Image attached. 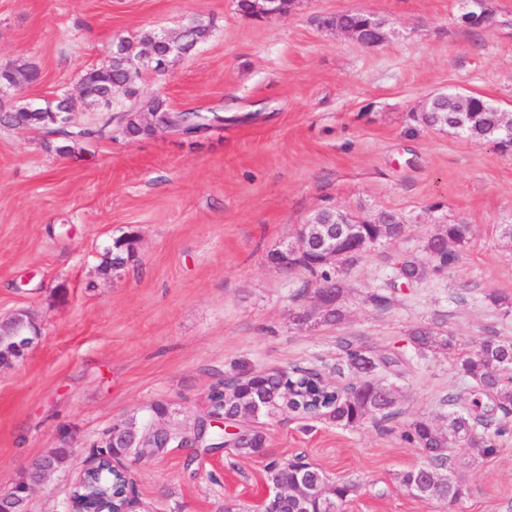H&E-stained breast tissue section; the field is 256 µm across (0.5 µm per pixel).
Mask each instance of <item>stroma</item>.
I'll return each instance as SVG.
<instances>
[{"label":"stroma","mask_w":512,"mask_h":512,"mask_svg":"<svg viewBox=\"0 0 512 512\" xmlns=\"http://www.w3.org/2000/svg\"><path fill=\"white\" fill-rule=\"evenodd\" d=\"M465 0H297L291 13L241 14L236 0H0V69L24 61L34 82L0 94V112L65 94L73 126L112 131L62 152V136L0 123V318L25 308L41 328L26 354L0 366V491L72 427L69 454L29 497L26 512H67L71 488L107 437L129 418L139 428L192 432L225 377L295 366L338 374V341L359 338L402 361L387 376L398 415L345 429L290 412L263 416L262 452L158 448L121 460L151 512H224L253 505L271 459L296 457L335 481L353 480L343 512H444L409 495L397 473L425 464L402 438L413 419H437L463 383L450 360L417 358L408 332L430 325L473 341L512 340V153L421 125L430 93L467 90L512 111V0H493L495 26L470 28ZM351 10L387 22L375 47L322 28ZM209 38L144 73L136 97L111 104L80 96L81 74L107 66L112 41L145 29L178 35L191 21ZM155 98L174 110H212L226 124L193 138L160 130L135 139L120 114ZM336 207L397 215L403 236L344 267L345 318L301 327L315 284L282 270L271 251ZM449 224L469 228L454 263L373 305L394 255L419 254ZM136 235L120 276L100 264L113 238ZM162 404L165 416L153 408ZM493 457L452 449L465 489L462 512H512V414Z\"/></svg>","instance_id":"stroma-1"}]
</instances>
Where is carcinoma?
Instances as JSON below:
<instances>
[{"label":"carcinoma","mask_w":512,"mask_h":512,"mask_svg":"<svg viewBox=\"0 0 512 512\" xmlns=\"http://www.w3.org/2000/svg\"><path fill=\"white\" fill-rule=\"evenodd\" d=\"M320 24L326 28L336 24L355 27L360 24V17L352 14H336L321 19ZM159 35L154 30L142 32L134 41L123 39L116 52L124 59H133L140 55V49L147 45L155 47L163 55L167 48L158 42ZM7 71L21 85L32 82L36 72L27 63L15 64ZM141 76L131 78L120 66L105 69H91L81 77V87L86 98L93 102L104 100L108 91L120 88L124 94L133 96ZM56 103L45 101L33 110L19 107L5 116L15 126L52 128L51 112ZM499 118L496 112H475L470 123L471 130L465 137L483 142L485 130L494 125ZM56 128V127H54ZM56 131L69 138L64 150L73 152L83 139L92 135L88 130L77 132L65 128ZM123 131L130 137L146 135L150 126L139 114L126 119ZM388 224L363 225V237L374 240L391 239L399 234L400 220L393 214H387ZM469 228L465 224H448L439 236L429 238L423 251L437 259L439 264L430 268L415 256H400L396 260L399 267L392 271L387 286L395 291L406 282L403 272H408L414 282L422 281L429 272L438 271L440 267L453 261L455 254L444 247L445 243L460 245L467 239ZM131 246L120 247V240L113 241L106 250L107 266L124 270L130 261ZM301 268L309 272L315 283L336 282L334 288L326 295L325 304L313 311L302 325L337 324L344 318V286L338 277V270L318 264L314 253H309L301 262ZM408 343L417 357L427 355L442 356L452 360L458 373L467 381L468 388L448 394L446 402L449 410L440 417V422L427 418H418L407 424L403 439L415 448L428 451L425 465L407 470L397 476L399 484L409 489L422 473L429 475L425 490L417 495L424 501H431L448 508L450 512L458 505L464 494L461 482L453 471L447 468L448 457L444 449L467 445L475 459H485L497 452L496 437L507 431L499 426L494 434L483 435L479 441H467L468 435L477 427L485 424L489 410L481 403V397L493 402L494 407L509 412L512 410V341L487 336L476 340V347L469 350L460 339L451 333H444L430 326L419 325L408 334ZM342 351L341 366L337 371L348 372L357 379L359 390L351 393L341 391L326 383L322 374H308L306 368H291V380L297 389L312 397V401L302 404V410L309 415L326 414V420L342 428H356L367 420H388L396 415V402L389 398L394 384L383 377V372L399 362L392 356H378L368 347L349 338L339 342ZM255 387L254 379L244 381L242 392L228 404H223V393L215 388L211 394V411L224 413L227 419L241 421L252 418L254 407L250 391ZM126 432L124 441L116 448H102L100 455L126 454L127 446L144 443L134 420L124 421ZM263 433L253 430L247 440L240 442L238 451L250 455L265 447ZM267 478L279 486L288 489V500L272 507V512H342V507L356 492L357 485L352 481H327L321 469L300 459L296 461L273 460L265 467ZM126 480L122 473L112 469V462L100 460L86 473L84 484L78 489L79 512H112L118 508L125 491Z\"/></svg>","instance_id":"cac0c4a2"}]
</instances>
